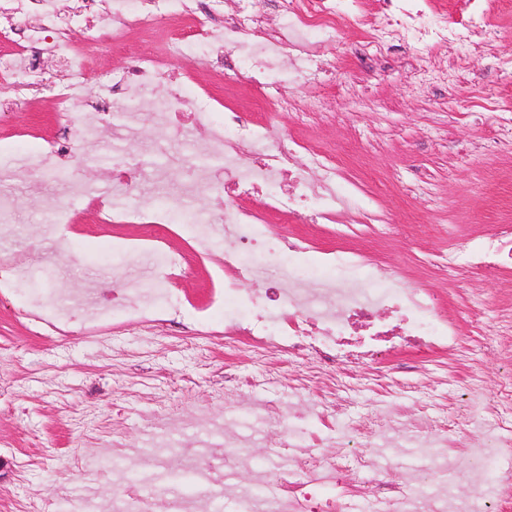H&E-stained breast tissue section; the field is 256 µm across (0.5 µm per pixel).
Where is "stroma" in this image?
<instances>
[{
    "label": "stroma",
    "mask_w": 512,
    "mask_h": 512,
    "mask_svg": "<svg viewBox=\"0 0 512 512\" xmlns=\"http://www.w3.org/2000/svg\"><path fill=\"white\" fill-rule=\"evenodd\" d=\"M498 39L491 55L468 63L463 47L410 46L368 49L339 56L321 49L317 63L330 75L326 88L291 79V55L282 54L270 84L298 105L318 98L332 113L305 129L294 113L277 117L282 135L302 136L312 147L336 156L338 171L356 180L364 194L358 212L339 224H271L272 238L300 234L309 256L350 251L390 267L410 288H430L442 298L462 340L460 350L418 355L402 351L377 366H342L334 376L291 364L271 351L258 364L244 353L225 352L224 339L210 335L224 314L210 298L224 279L223 245L203 255L180 224L165 225L167 247L182 252L191 267L156 327L137 324L120 332L90 329L96 292L145 288L153 238L144 224H105L97 211L70 191L71 184L111 188L114 158L130 153L142 164L141 199L162 197L209 214L218 206L215 188L202 180L196 162L212 160L202 129L159 131L151 113L114 118L94 142L63 158L67 181L47 178L36 152L58 134L64 120L48 92L0 84V98L20 107L0 118V195L12 199L6 248L28 267L32 279L0 289V512H30L32 502L67 501L72 512L109 505L125 495L124 470L137 471L155 490L152 508L165 512L166 484L180 481L185 467L207 455H223L225 441L239 448L243 463L227 484L253 490L266 477L265 462L279 457L298 482V457L337 458V438L352 435L369 443L371 470L345 474L346 493L356 512H375L371 490L381 483L415 484L455 476L453 492L465 498L470 449L491 432L493 402L503 375L512 372V286L500 273L462 270L448 277L431 266L434 255L453 244L476 243L487 225L512 218V154L471 152L499 113H512V74L496 62L512 58V0H500L494 17ZM145 34L127 30L120 48L91 55L86 83L97 97L110 98L105 74L134 64L146 51ZM447 71L448 83L412 89L416 70ZM173 80L192 74L193 87L216 109L242 108L264 115L270 105L261 92L236 82L206 58L172 60ZM431 183L443 224L430 223V202L402 187L414 174ZM72 211V231L60 240L49 231L56 209ZM371 211L383 223L366 224ZM40 293L46 306L74 300V331L54 332L27 312V297ZM496 299L482 326L473 322L476 295ZM252 377L236 386L231 375ZM335 396V411L322 402ZM447 421L448 445L428 461L421 442L436 422ZM295 422L304 441L281 444V432ZM399 430V446L375 438L377 423ZM327 446H317V438ZM175 450H164L168 441Z\"/></svg>",
    "instance_id": "stroma-1"
}]
</instances>
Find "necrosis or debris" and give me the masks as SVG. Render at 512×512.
<instances>
[{
	"label": "necrosis or debris",
	"mask_w": 512,
	"mask_h": 512,
	"mask_svg": "<svg viewBox=\"0 0 512 512\" xmlns=\"http://www.w3.org/2000/svg\"><path fill=\"white\" fill-rule=\"evenodd\" d=\"M207 2L197 0L200 11L192 17L189 36L173 34L166 51L146 53L135 65L113 72L111 98L97 101L83 112L74 111L73 106L86 97L82 78L90 50L115 47L127 29L149 23L151 14L141 12L139 0H112L107 20L98 23L87 15L73 14L72 22L85 30L84 42L77 45L58 24L54 0H9L8 6L0 5V33L13 32L17 17L41 14L42 25L24 30L20 40L49 46L69 72L67 85L51 87L37 54L22 50L0 54V78L49 90L64 118L63 136L47 140L41 147L43 156L56 159L70 153L76 141H87L110 117L145 109L161 113L169 125L189 121L208 128L220 164L204 168L202 178L219 185L227 197L244 187L257 196L251 207L227 209L211 217L212 223L224 230L225 335L243 336L254 359L277 347L297 364L313 358L323 364L378 363L404 347L418 354L455 349L459 333L440 314L430 289L406 287L390 268L351 252H337L330 272L320 273L305 259V237L269 240L271 218L300 224L311 211L331 222L357 208L358 188L345 184L332 158L305 140L282 137L270 117L260 121L251 113L232 108L220 112L200 97L190 112L179 111L185 83L171 85L161 96L147 95L146 90L161 83L168 59L191 56L204 48L211 51L210 62L223 66L235 79L250 83L273 69L286 48L293 54L296 76L321 84L324 76L312 68L313 47L342 39L349 32L363 50L396 41L441 45L453 40L467 46L470 56L478 59L496 36L488 21V0H464V11L455 19L437 7L435 0H378V11L371 16L363 12V0H279L285 31L263 36L248 51L226 53L217 51V44L234 43L240 34L255 31V16L247 12L219 18ZM298 155L306 158L305 166L294 165ZM311 170L318 174V182L309 181L307 173ZM96 207L101 212L136 218L142 224L150 219L169 224L180 213L179 207L161 199L131 206L100 200ZM150 262L155 272L150 287L113 294L111 305L100 308L99 322L116 328L132 321L153 324L154 312L170 300L176 273L185 272L188 262L184 256L160 247L151 252ZM459 266L511 270L512 226L489 225L476 244L450 250L443 269ZM257 281L266 282L265 292L249 293L248 285ZM492 409L491 443L478 450L472 461L473 483L479 489L489 475L500 474V458L512 453V376L501 382ZM240 462V451H225L223 465L209 464L206 483L188 494H172L171 512H207L214 496L225 491L223 469L237 467ZM298 465L315 472L317 481L291 483L288 469L272 462L282 492L264 488L236 494V512H351L345 492L327 495L318 485L322 479L339 484L335 462L305 457ZM428 495L435 498L433 512H484L480 492L459 499L446 485L429 482L413 488L402 484L388 488L381 512H413L418 500Z\"/></svg>",
	"instance_id": "obj_1"
}]
</instances>
